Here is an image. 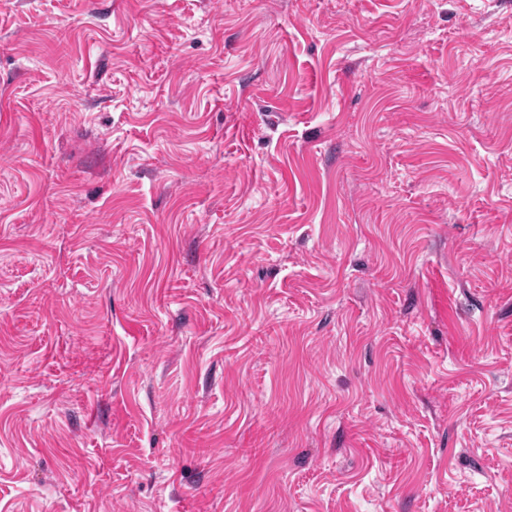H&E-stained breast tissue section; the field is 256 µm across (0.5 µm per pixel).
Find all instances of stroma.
Segmentation results:
<instances>
[{"mask_svg":"<svg viewBox=\"0 0 512 512\" xmlns=\"http://www.w3.org/2000/svg\"><path fill=\"white\" fill-rule=\"evenodd\" d=\"M0 512H512V0H0Z\"/></svg>","mask_w":512,"mask_h":512,"instance_id":"obj_1","label":"stroma"}]
</instances>
